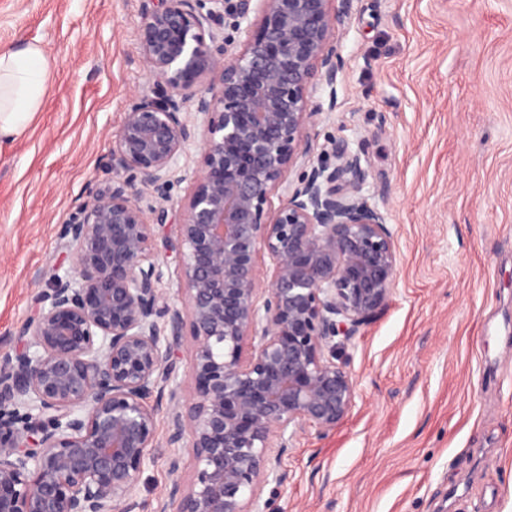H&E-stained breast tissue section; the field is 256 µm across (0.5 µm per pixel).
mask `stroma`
Segmentation results:
<instances>
[{"instance_id": "1", "label": "stroma", "mask_w": 512, "mask_h": 512, "mask_svg": "<svg viewBox=\"0 0 512 512\" xmlns=\"http://www.w3.org/2000/svg\"><path fill=\"white\" fill-rule=\"evenodd\" d=\"M140 0H0V46L50 62L41 107L0 148V352L34 314L59 237L112 179L106 157L153 77ZM344 67L309 131L361 152V193L387 216L398 255L386 307L348 345L350 417L298 437L270 512H512V0H352L335 29ZM176 225L157 229L176 303ZM167 418L138 476L142 512L169 483Z\"/></svg>"}]
</instances>
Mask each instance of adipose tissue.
<instances>
[{"mask_svg":"<svg viewBox=\"0 0 512 512\" xmlns=\"http://www.w3.org/2000/svg\"><path fill=\"white\" fill-rule=\"evenodd\" d=\"M48 83V61L34 43L0 47V145L25 133Z\"/></svg>","mask_w":512,"mask_h":512,"instance_id":"1","label":"adipose tissue"}]
</instances>
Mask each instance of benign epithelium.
Here are the masks:
<instances>
[{
    "instance_id": "benign-epithelium-1",
    "label": "benign epithelium",
    "mask_w": 512,
    "mask_h": 512,
    "mask_svg": "<svg viewBox=\"0 0 512 512\" xmlns=\"http://www.w3.org/2000/svg\"><path fill=\"white\" fill-rule=\"evenodd\" d=\"M197 2L142 0L154 87L114 134L112 181L60 227L70 269L21 326L27 346L0 356V512H136L162 407L170 447L189 458H170L159 512H261L296 438L327 435L355 407L336 337L387 304L393 235L345 145H332L334 165L285 184L314 117L335 107L333 32L351 0H209L205 13ZM252 12L240 51L224 57V14ZM315 79L331 89L326 107L310 99ZM206 80L219 94L200 92ZM199 137L202 167L177 212L178 308L161 288L154 226L171 222V164ZM183 336L190 368L173 385L168 340Z\"/></svg>"
}]
</instances>
